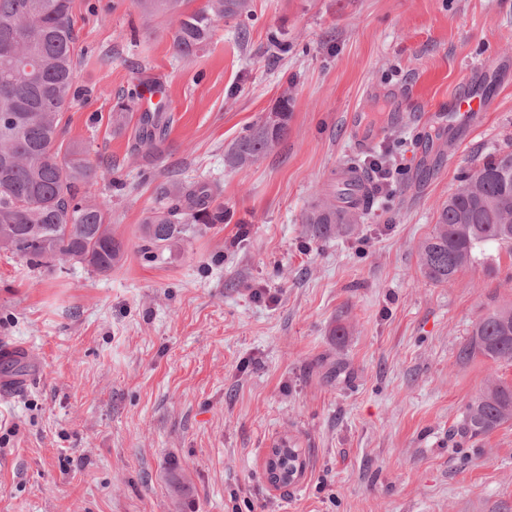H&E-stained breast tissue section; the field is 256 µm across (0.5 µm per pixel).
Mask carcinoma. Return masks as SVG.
Here are the masks:
<instances>
[{"mask_svg":"<svg viewBox=\"0 0 512 512\" xmlns=\"http://www.w3.org/2000/svg\"><path fill=\"white\" fill-rule=\"evenodd\" d=\"M190 0H138L144 14L168 16L176 55L189 58L211 39L216 25L253 17L251 0H205L190 10ZM77 33L72 0H0V249L25 260L39 273L81 264L107 274L123 261L127 246L112 234L109 204L92 192L96 167L88 149L64 138L63 113L78 98ZM291 97L283 92L281 118L269 129L260 121L229 148L231 167L251 166L266 158L288 135ZM172 118L145 112L139 118L136 156L158 152ZM219 186L172 175L158 189L157 203L139 225L138 252L150 262L164 258L201 226L224 223ZM368 203L348 189L326 188L305 224L316 239L348 232L336 215L357 217ZM512 250V151H501L461 176L448 196L432 232L417 248L419 267L435 284L454 280L477 263L486 248ZM480 355L494 362L512 360V305L484 314L458 353L467 362ZM512 420V382L489 379L470 399L454 429L464 438L485 436ZM299 449L277 446L269 470L288 471Z\"/></svg>","mask_w":512,"mask_h":512,"instance_id":"1","label":"carcinoma"}]
</instances>
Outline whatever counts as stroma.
Here are the masks:
<instances>
[{
    "instance_id": "35a3bbf8",
    "label": "stroma",
    "mask_w": 512,
    "mask_h": 512,
    "mask_svg": "<svg viewBox=\"0 0 512 512\" xmlns=\"http://www.w3.org/2000/svg\"><path fill=\"white\" fill-rule=\"evenodd\" d=\"M248 41L219 23L175 55L164 15L136 0H73L77 84L66 137L97 166L129 248L108 274H36L0 251V351L23 350L22 391L0 398V512H512V421L449 430L512 362L457 359L479 317L512 303V255L444 285L417 246L474 160L512 150V0H254ZM287 34L288 48L269 45ZM477 82L489 111L452 118ZM174 117L160 160H133L141 75ZM400 87L413 122L390 126ZM292 101L288 136L260 164L226 165L236 138ZM127 101L129 118L112 123ZM360 110L387 154V193L344 238L304 217L345 161ZM222 190L225 220L165 260L135 249L169 172ZM343 335H336V328ZM301 448V478L272 487L271 448Z\"/></svg>"
}]
</instances>
